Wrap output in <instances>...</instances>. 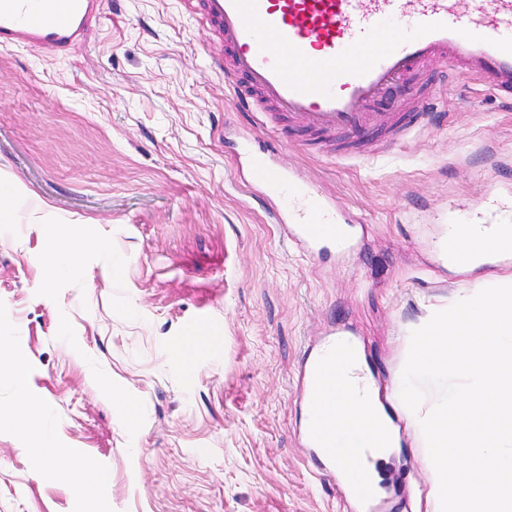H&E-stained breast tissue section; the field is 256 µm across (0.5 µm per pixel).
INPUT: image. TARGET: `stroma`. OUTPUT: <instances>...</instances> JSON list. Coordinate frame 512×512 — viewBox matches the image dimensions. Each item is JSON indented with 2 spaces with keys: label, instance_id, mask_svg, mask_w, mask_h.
Returning a JSON list of instances; mask_svg holds the SVG:
<instances>
[{
  "label": "stroma",
  "instance_id": "stroma-1",
  "mask_svg": "<svg viewBox=\"0 0 512 512\" xmlns=\"http://www.w3.org/2000/svg\"><path fill=\"white\" fill-rule=\"evenodd\" d=\"M101 11L66 60L0 48V182L17 212L0 224V333L37 408L14 426L18 387L0 370V512H346L298 445L301 358L350 329L392 397L429 310L504 273L448 267L437 242L489 198L512 203V97L434 62L406 82L431 98L402 138H387L403 109L387 93L364 134L326 140L243 111L184 0ZM244 143L357 215L355 249L312 259L289 245L275 220L288 202L249 183ZM63 225L70 245L100 246L49 280ZM399 432L384 512H430L424 451ZM48 443L83 449L109 482L80 498L36 478Z\"/></svg>",
  "mask_w": 512,
  "mask_h": 512
}]
</instances>
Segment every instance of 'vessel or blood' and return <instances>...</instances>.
<instances>
[{
  "label": "vessel or blood",
  "instance_id": "vessel-or-blood-1",
  "mask_svg": "<svg viewBox=\"0 0 512 512\" xmlns=\"http://www.w3.org/2000/svg\"><path fill=\"white\" fill-rule=\"evenodd\" d=\"M198 0L215 28L218 47L230 48L228 80L275 112L298 117L307 129L333 137L368 128L369 106L391 85L435 58L473 74L499 93H512V0ZM99 20L98 0H0V47L34 46L66 58ZM253 183L288 193L299 208L278 212L284 235L305 254L349 248L337 236L328 199L288 175L268 152L249 155ZM484 234H512V210L479 213ZM335 354L306 352L295 395L305 409L303 447L324 459L340 450L325 420L336 413ZM357 460L336 483L349 512H374L377 494L366 484L372 451L351 448Z\"/></svg>",
  "mask_w": 512,
  "mask_h": 512
}]
</instances>
